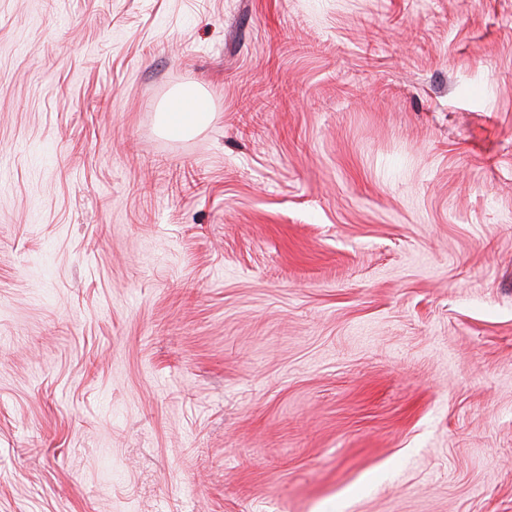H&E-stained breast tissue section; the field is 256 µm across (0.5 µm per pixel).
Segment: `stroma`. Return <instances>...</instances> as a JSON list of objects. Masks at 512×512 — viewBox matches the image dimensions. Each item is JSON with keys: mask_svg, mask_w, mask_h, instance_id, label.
Masks as SVG:
<instances>
[{"mask_svg": "<svg viewBox=\"0 0 512 512\" xmlns=\"http://www.w3.org/2000/svg\"><path fill=\"white\" fill-rule=\"evenodd\" d=\"M0 512H512V0H0ZM210 114V101L195 90L186 89L170 101L164 113V122L168 128L172 123L183 128L184 133H190L204 126Z\"/></svg>", "mask_w": 512, "mask_h": 512, "instance_id": "obj_1", "label": "stroma"}]
</instances>
